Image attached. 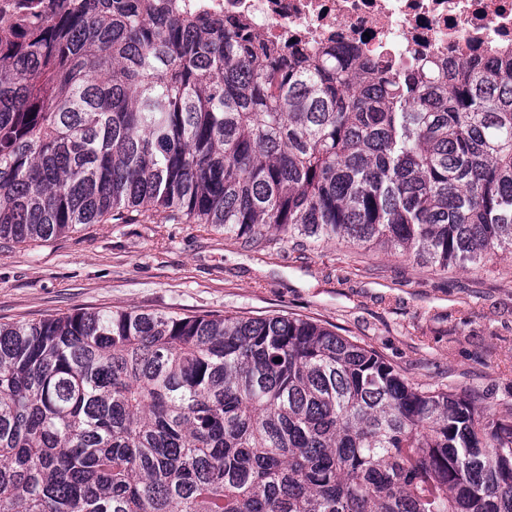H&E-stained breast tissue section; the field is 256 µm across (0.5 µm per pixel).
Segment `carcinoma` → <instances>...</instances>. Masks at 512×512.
Wrapping results in <instances>:
<instances>
[{
	"mask_svg": "<svg viewBox=\"0 0 512 512\" xmlns=\"http://www.w3.org/2000/svg\"><path fill=\"white\" fill-rule=\"evenodd\" d=\"M15 10L0 241L139 211L443 269L512 255V57L431 77L174 0ZM0 512H512V415L301 319L0 323Z\"/></svg>",
	"mask_w": 512,
	"mask_h": 512,
	"instance_id": "1",
	"label": "carcinoma"
}]
</instances>
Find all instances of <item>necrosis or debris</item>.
Masks as SVG:
<instances>
[{"label": "necrosis or debris", "mask_w": 512, "mask_h": 512, "mask_svg": "<svg viewBox=\"0 0 512 512\" xmlns=\"http://www.w3.org/2000/svg\"><path fill=\"white\" fill-rule=\"evenodd\" d=\"M184 12L247 24L306 56L332 46L438 71L512 53V0H179Z\"/></svg>", "instance_id": "obj_1"}]
</instances>
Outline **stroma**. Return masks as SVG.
Instances as JSON below:
<instances>
[{
	"mask_svg": "<svg viewBox=\"0 0 512 512\" xmlns=\"http://www.w3.org/2000/svg\"><path fill=\"white\" fill-rule=\"evenodd\" d=\"M89 311L277 315L334 326L415 385L464 389L512 413V257L441 270L334 241L300 250L185 221L106 220L33 244H0V322Z\"/></svg>",
	"mask_w": 512,
	"mask_h": 512,
	"instance_id": "35a3bbf8",
	"label": "stroma"
}]
</instances>
